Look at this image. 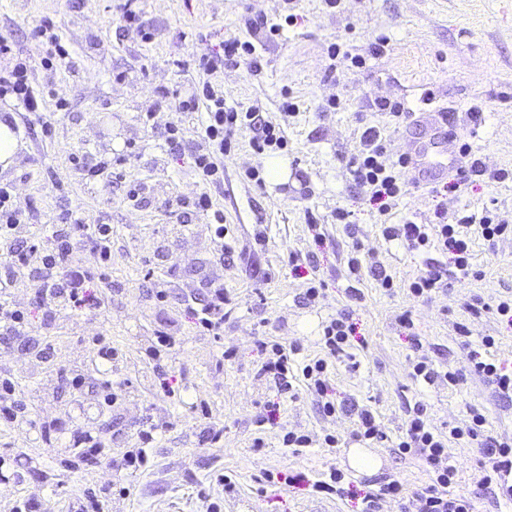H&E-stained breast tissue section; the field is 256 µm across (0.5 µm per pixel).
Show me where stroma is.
<instances>
[{
  "mask_svg": "<svg viewBox=\"0 0 512 512\" xmlns=\"http://www.w3.org/2000/svg\"><path fill=\"white\" fill-rule=\"evenodd\" d=\"M140 7L153 33L148 42L123 32L118 0H0V35L31 58L36 85L53 91L45 109L56 115L54 133L46 137L34 128L33 113L16 110L24 147L0 181L15 182L18 202L39 211L44 235L74 207L88 223L112 227V267L93 284L105 298L100 313L66 311L51 325L36 324L34 337L52 349L46 363L36 361L23 340L0 345V372L15 376L33 418L56 425L46 441L40 430L0 424V512H14L22 499L34 501L39 512H79L90 494L111 512H360L359 496L374 484L373 476L349 464L352 419L323 414L303 386L296 396L277 395L257 375L265 359L258 340L285 346L298 341L305 356H315L323 324L343 310L351 312L364 343L335 360L332 385L336 401L353 399L376 412L388 436L367 445L380 461L377 474L397 477L411 491L427 482L416 460L393 451L407 406L418 400L427 403L429 422L438 430L463 423L475 406L486 415L489 435L512 438V400L501 398L491 383L472 377L451 389L410 379L408 331L399 322L402 312L410 313L437 369L467 365L468 345L485 336L496 338L494 357L512 368V325L490 312L473 316L462 309L473 294L491 304L512 294V235L492 244L475 238L472 263L481 277L451 283L428 300L408 296L404 283L423 272L428 257L386 239L380 223H434L436 201L429 189L412 185L380 219L369 189L355 185L346 168L365 127L380 129L394 157L403 154L405 135L421 137L412 123L395 125L376 111L374 101L388 99L409 112H454L455 135L471 144L484 167L512 172V0H342L333 9L324 0H142ZM257 16L281 24L280 34L251 30L248 21ZM47 18L70 53L52 71L42 67L43 49L33 37ZM381 34L390 47L371 55ZM232 40L254 43L263 68L226 67L212 80L221 85L226 106L250 108L264 121L283 124L288 171L275 184L244 179L243 167L259 169L264 161L246 132L224 160L223 187L209 190L188 155L163 147L158 128L175 113L156 111L154 130L141 116L155 111L159 88L184 91L202 82L195 55ZM333 42L365 58V67L341 65L328 79L327 47ZM60 98L66 101L62 110L56 107ZM332 100L337 108H329ZM286 101L295 105L289 118L281 114ZM475 105L481 115H473ZM132 142L141 149L139 159L103 180L87 181L70 160L82 150L89 161L109 160ZM137 182L147 186L149 202L142 207L126 200L129 184ZM203 192L224 212L231 255L221 256L205 217L184 221L175 214L179 200ZM339 208L354 213L355 237L334 219ZM486 209L512 225V179L477 177L448 195L449 218ZM260 222L268 242L256 248L252 232ZM312 223L320 225L322 241L309 232ZM356 241L393 276V293L377 288L369 274L350 277L347 254ZM292 255L314 256L315 268L292 270ZM257 269L272 271V281L255 287ZM314 276L323 280L325 296L310 302L304 294ZM204 280L223 282L231 300L220 341L200 335L186 309L189 299L204 301ZM352 285L361 290V301L349 298ZM160 288L167 292L162 302L155 297ZM461 323L469 330L465 345ZM159 330L171 332L176 345L156 361L146 350ZM100 332L119 350L117 363L96 358L89 338ZM75 364L90 388L112 382V406L96 405L54 381L57 370ZM164 381L171 396L160 389ZM268 405L276 408L275 421L258 429L256 417ZM149 408L168 427L137 474L119 478L106 467L70 469L77 459L74 432L91 433L117 456L136 447V430ZM208 424L223 428V441H204ZM286 428L318 438L336 434L341 443L296 452L282 445ZM258 438L259 448L253 445ZM449 451L458 466L453 494L471 498L476 512H512L511 503L480 488L489 464L476 449L453 442ZM332 468L343 471L355 496L313 491L312 482ZM222 473L233 490L216 482Z\"/></svg>",
  "mask_w": 512,
  "mask_h": 512,
  "instance_id": "35a3bbf8",
  "label": "stroma"
}]
</instances>
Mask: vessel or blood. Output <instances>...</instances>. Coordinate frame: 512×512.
I'll use <instances>...</instances> for the list:
<instances>
[{
  "instance_id": "b4317fda",
  "label": "vessel or blood",
  "mask_w": 512,
  "mask_h": 512,
  "mask_svg": "<svg viewBox=\"0 0 512 512\" xmlns=\"http://www.w3.org/2000/svg\"><path fill=\"white\" fill-rule=\"evenodd\" d=\"M417 122L427 130L423 140H411L407 156L419 182L430 184L447 178L449 170L459 168L462 155L459 144L448 132V116L443 112H421Z\"/></svg>"
}]
</instances>
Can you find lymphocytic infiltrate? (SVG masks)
I'll return each instance as SVG.
<instances>
[{
	"instance_id": "f902f5d3",
	"label": "lymphocytic infiltrate",
	"mask_w": 512,
	"mask_h": 512,
	"mask_svg": "<svg viewBox=\"0 0 512 512\" xmlns=\"http://www.w3.org/2000/svg\"><path fill=\"white\" fill-rule=\"evenodd\" d=\"M248 65L251 71L262 68L255 46L248 41L223 44L221 50L201 55L198 68L207 80L188 95L180 91H162L159 102L171 106L174 111L191 114L198 107H205L206 117L199 139L190 156L195 172L209 186L224 184V159L236 144L238 134L252 130L251 146L262 153L281 150L287 144L282 126L271 123L260 124L259 116L252 111H240L225 106L224 94L210 82L209 77L222 67ZM33 66L28 59L16 56L8 39L0 37V100H12L26 111L34 112L44 96L43 89L33 82ZM387 139L379 129L367 127L361 135V147L351 155L347 167L355 184L369 188L372 200L378 204L380 215H388L396 198L405 187L401 172L406 169V158L388 161ZM435 230L426 225L407 221L387 224L383 234L387 239L401 241L408 250L428 252L431 250L450 253L451 267L439 264L428 265L407 286L412 296L427 299L441 288L447 287L449 279L463 282L478 277L470 262L472 234H480L489 242L512 232V226L497 221L491 211L482 215L462 214L455 223H448L447 212L436 208ZM38 220L32 208H21L16 200L15 187L0 182V239L11 241L7 255L0 257V330L11 338H24L32 331V313L41 311L45 321H53L63 310H75L87 315L98 314L104 304L101 296L93 294L91 285L103 279L104 272L112 265V227L108 224L86 223L82 213L66 211L63 226L54 231L50 241L31 232L30 226ZM84 244L95 259L94 265L79 263L76 258L77 244ZM38 265L42 279L36 290V308L28 310L15 303L3 301L2 296L15 287L19 277L31 265ZM207 301L192 314L200 331L214 338L224 335V307L228 302L223 283L212 281L207 285ZM324 353L295 364L294 358L303 347L294 343L288 346L275 341L261 342L260 347L268 357L260 372L266 376L278 394L288 395L294 390L296 380H304L308 389L320 399L325 415L344 412L353 415L355 427L351 437L356 441L381 440L385 434L374 411L357 401L335 402L330 382V359L339 357L351 349L354 327L349 312L337 313L323 328L321 338ZM410 360V376L419 383L432 385L447 381L456 387L467 383L473 376L480 377L496 386L499 395L512 399V371L497 359L473 353L467 366L442 372L425 353L421 342H413ZM486 417L480 409H471L468 419L449 432L431 427L428 406L415 402L407 410V420L396 448L404 457L419 461L429 475V481L414 493H407L403 483L391 476L377 480L376 491L363 498L362 512H379L384 499L412 500L414 512H474L470 498L450 493L449 488L458 474L448 452L450 441L476 446L491 465L490 474L484 475L483 483L496 485L500 496L512 498V485L507 478L512 475V439H497L485 433ZM162 423L156 422L152 413H145L138 425V448L115 457L106 453L90 436H82L77 446L80 461L86 467L109 465L117 472L136 473L147 461L146 450L151 447Z\"/></svg>"
}]
</instances>
